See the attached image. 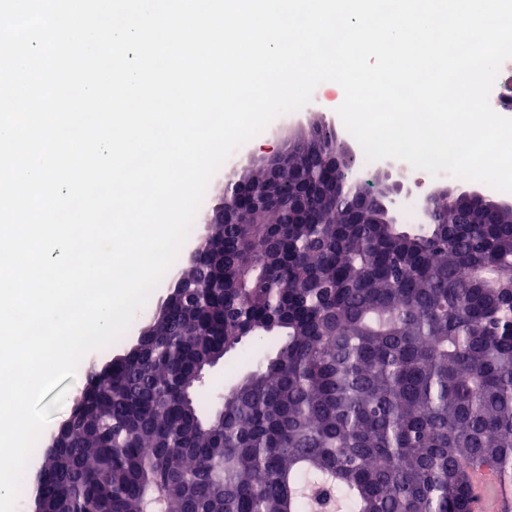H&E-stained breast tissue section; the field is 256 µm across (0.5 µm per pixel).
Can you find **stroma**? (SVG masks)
Segmentation results:
<instances>
[{
    "label": "stroma",
    "instance_id": "35a3bbf8",
    "mask_svg": "<svg viewBox=\"0 0 512 512\" xmlns=\"http://www.w3.org/2000/svg\"><path fill=\"white\" fill-rule=\"evenodd\" d=\"M344 93L336 83L325 82L313 92L310 102L299 111L276 118L258 136L241 146L233 167H220L212 177L204 195V203L198 210L196 220L179 249L180 255L198 246L208 232L205 219L213 207L224 197V179L229 170L243 171L259 166L260 162L273 154L282 152L289 141L306 133L312 124L327 122L335 126L341 139L349 146H356V139L346 130L336 109L342 103ZM168 293L167 281H160L151 293L146 305L138 312L129 329L112 345L86 355V362L102 363L112 356L122 353L124 347L135 343L139 334L149 324L157 302ZM271 342L255 345L251 341H243L234 351L228 353L222 362L206 373L201 386V395L205 401H217L224 387L250 372L256 360L270 352Z\"/></svg>",
    "mask_w": 512,
    "mask_h": 512
}]
</instances>
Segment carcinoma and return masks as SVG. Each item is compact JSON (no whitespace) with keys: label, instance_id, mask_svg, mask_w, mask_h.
I'll return each mask as SVG.
<instances>
[{"label":"carcinoma","instance_id":"1","mask_svg":"<svg viewBox=\"0 0 512 512\" xmlns=\"http://www.w3.org/2000/svg\"><path fill=\"white\" fill-rule=\"evenodd\" d=\"M327 161L345 168L340 141ZM418 233L315 188L213 224L204 269L82 397L43 452L40 512H467V466L512 477V210ZM274 354L208 413L200 375L245 339Z\"/></svg>","mask_w":512,"mask_h":512}]
</instances>
